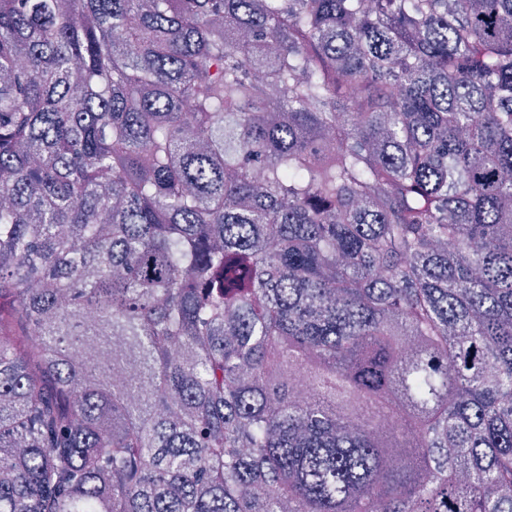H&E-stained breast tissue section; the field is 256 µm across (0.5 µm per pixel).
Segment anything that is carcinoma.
I'll return each mask as SVG.
<instances>
[{"instance_id": "obj_1", "label": "carcinoma", "mask_w": 512, "mask_h": 512, "mask_svg": "<svg viewBox=\"0 0 512 512\" xmlns=\"http://www.w3.org/2000/svg\"><path fill=\"white\" fill-rule=\"evenodd\" d=\"M0 512H512V0H0Z\"/></svg>"}]
</instances>
